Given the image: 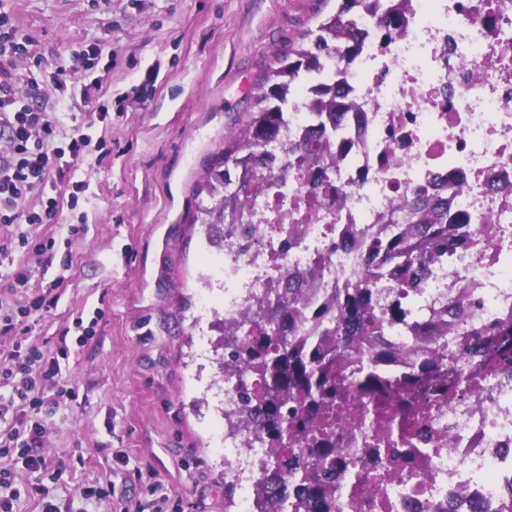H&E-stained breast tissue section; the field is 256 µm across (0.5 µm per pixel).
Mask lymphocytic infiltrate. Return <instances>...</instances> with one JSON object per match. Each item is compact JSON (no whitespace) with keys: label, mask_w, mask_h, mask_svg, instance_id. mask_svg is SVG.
<instances>
[{"label":"lymphocytic infiltrate","mask_w":512,"mask_h":512,"mask_svg":"<svg viewBox=\"0 0 512 512\" xmlns=\"http://www.w3.org/2000/svg\"><path fill=\"white\" fill-rule=\"evenodd\" d=\"M66 121L71 124V134L63 148L56 145L55 137ZM0 128L9 138L8 149L0 151V223L14 228L12 234L0 236V269L6 270L12 288L17 289L28 286L33 269L16 265L14 254L22 249L40 258L53 251L55 239L40 237L33 227L57 218L58 200L53 192L86 157L91 139L76 113L59 112L46 98H20L13 85L2 79ZM36 187L50 189V196L40 211H22L23 197ZM56 305L51 294L38 292L31 294L25 305L0 314V335L14 336L8 348H0V420H13L0 436V455H17L27 468L36 471L48 467L46 428L39 413L46 402L73 398L74 391L62 377L58 357L28 343L23 331L30 317Z\"/></svg>","instance_id":"f902f5d3"}]
</instances>
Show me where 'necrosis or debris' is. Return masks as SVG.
I'll return each instance as SVG.
<instances>
[{"label": "necrosis or debris", "instance_id": "necrosis-or-debris-1", "mask_svg": "<svg viewBox=\"0 0 512 512\" xmlns=\"http://www.w3.org/2000/svg\"><path fill=\"white\" fill-rule=\"evenodd\" d=\"M392 41L374 33L373 0L347 78L345 138L329 147L332 194L309 192L312 169L283 168L322 95L300 90L288 126L268 145L271 172L224 227L222 320L241 336L262 326L249 310L272 282H296L311 305L361 280L374 239L408 194L448 195V219L468 220L466 248L439 256L408 293L394 346L437 353L477 350V331L512 322V0H394ZM361 423L341 425L336 512H512V378L492 375L431 412L402 423L398 411L355 397ZM224 482L237 512H272L258 482L268 441L225 432Z\"/></svg>", "mask_w": 512, "mask_h": 512}]
</instances>
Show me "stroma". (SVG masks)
<instances>
[{"mask_svg":"<svg viewBox=\"0 0 512 512\" xmlns=\"http://www.w3.org/2000/svg\"><path fill=\"white\" fill-rule=\"evenodd\" d=\"M334 0H0V25L30 41L5 61L19 95L41 93L61 111L95 122L85 161L62 187L56 237L32 278L40 290L62 277L59 301L28 323L47 352L68 345L62 374L75 396L43 406L47 452L62 472H19L14 512H41L24 487L52 483L61 512H154L158 486L179 512H235L238 492L224 483V454L212 435L223 426L205 390L224 355L220 333L200 317L223 251L210 245L197 209L215 203L201 186L224 136L253 109V88L283 43ZM101 50L89 73L59 85L55 66L79 64L88 44ZM85 234L61 243L60 225ZM96 318L80 341L73 320ZM89 488L105 489L99 500Z\"/></svg>","mask_w":512,"mask_h":512,"instance_id":"obj_1","label":"stroma"}]
</instances>
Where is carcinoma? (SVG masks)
Returning <instances> with one entry per match:
<instances>
[{
    "mask_svg": "<svg viewBox=\"0 0 512 512\" xmlns=\"http://www.w3.org/2000/svg\"><path fill=\"white\" fill-rule=\"evenodd\" d=\"M358 0H339L335 12L318 20L315 28H306L296 39H288L275 55L266 76L253 95L254 111L248 113L241 127L224 139L220 165L208 173L209 192L224 190L217 205L204 211L201 223L206 225L208 239H213L219 225L224 223V206L237 203L252 192L256 178L243 155L275 141L288 125V94L324 59L334 64L336 71L347 72L360 52L363 32L353 17ZM398 28V18L386 13L377 24L376 35L383 42L390 41ZM341 125L328 126L322 122L312 128L322 143L313 146L303 141L288 146L286 164L315 166V177L310 183L312 195L327 193L329 164L324 162L323 149L339 137ZM389 224H412L414 231L393 236L377 247L376 256L385 262H398L397 275L383 287L368 276L349 288L334 291L332 300L312 317L317 343L309 344L290 335L294 328V305L301 298L280 292L271 285L276 296L279 322L277 335L243 341L230 330L223 331L229 364L256 366L262 381L259 394L246 388L242 391L243 409L253 422L240 423L238 430L253 432L268 439L277 447L288 446V441L303 444L288 461V455L279 454L266 466L261 484L272 491L286 488L288 482L303 485L316 512H335L326 501L328 485L336 465V424L342 418L349 402L348 376L339 366L351 351H360L355 335L369 337V345L379 355L390 354L385 329L404 321L407 310L403 300L404 285L418 272L427 269L433 261L431 247L436 241L453 235L456 243H467L466 224H448V210L443 200L415 192L405 199ZM485 347L492 357L484 368L499 369L512 365V324L501 322L490 331ZM410 369L396 379L384 378L374 366L357 369L356 389L380 399L396 403L400 412L427 407L433 402L463 390V376L459 369L448 367L439 355L425 351L408 350Z\"/></svg>",
    "mask_w": 512,
    "mask_h": 512,
    "instance_id": "obj_1",
    "label": "carcinoma"
}]
</instances>
